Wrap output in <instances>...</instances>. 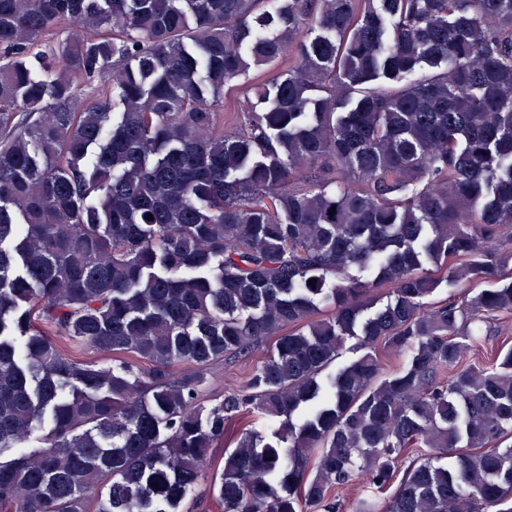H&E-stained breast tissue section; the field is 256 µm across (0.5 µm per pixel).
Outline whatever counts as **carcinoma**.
Listing matches in <instances>:
<instances>
[{
    "label": "carcinoma",
    "instance_id": "carcinoma-1",
    "mask_svg": "<svg viewBox=\"0 0 512 512\" xmlns=\"http://www.w3.org/2000/svg\"><path fill=\"white\" fill-rule=\"evenodd\" d=\"M511 263L512 0H0V512H512ZM268 349L269 342L263 343L248 355L227 358L213 366L210 369V385L206 399H222L224 394L241 389L250 374L265 360ZM241 424H248L252 426V428L258 432L265 433L268 432L272 427L276 425L275 420L264 417L257 412L250 415L248 418L241 421H232L229 425L228 432L224 435V441H220L216 448L213 449V456L215 465L219 464L223 465L224 463V450L229 449L232 450L235 447L236 437L234 435L235 429H237ZM196 495L188 498L184 504V510L191 512H224V508L205 492V484L197 488Z\"/></svg>",
    "mask_w": 512,
    "mask_h": 512
}]
</instances>
